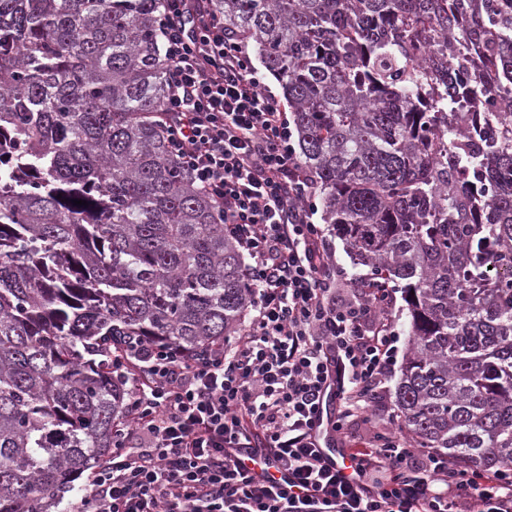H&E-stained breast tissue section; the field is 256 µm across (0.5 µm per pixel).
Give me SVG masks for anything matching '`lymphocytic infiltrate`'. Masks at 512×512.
<instances>
[{
  "label": "lymphocytic infiltrate",
  "mask_w": 512,
  "mask_h": 512,
  "mask_svg": "<svg viewBox=\"0 0 512 512\" xmlns=\"http://www.w3.org/2000/svg\"><path fill=\"white\" fill-rule=\"evenodd\" d=\"M203 3L164 0L168 145L248 257L254 303L230 346L188 357L133 339L113 350L129 414L76 512H512V474L451 465L380 411L398 351L394 291L336 263L284 102ZM352 423L371 435L349 449L347 475L316 436L343 440ZM242 448L279 461L288 486L254 479Z\"/></svg>",
  "instance_id": "f902f5d3"
}]
</instances>
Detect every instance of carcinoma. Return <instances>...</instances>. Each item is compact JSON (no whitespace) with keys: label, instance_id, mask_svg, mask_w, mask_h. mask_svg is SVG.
<instances>
[{"label":"carcinoma","instance_id":"cac0c4a2","mask_svg":"<svg viewBox=\"0 0 512 512\" xmlns=\"http://www.w3.org/2000/svg\"><path fill=\"white\" fill-rule=\"evenodd\" d=\"M163 4L0 0V512H58L111 454L114 337L193 357L251 307L168 148ZM205 6L281 84L324 223L402 292L406 438L512 470V0Z\"/></svg>","mask_w":512,"mask_h":512}]
</instances>
